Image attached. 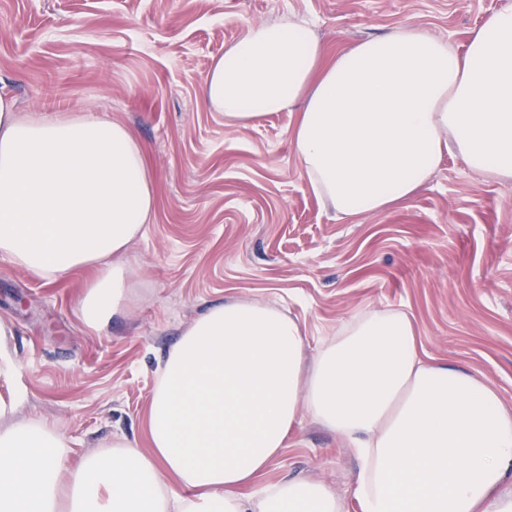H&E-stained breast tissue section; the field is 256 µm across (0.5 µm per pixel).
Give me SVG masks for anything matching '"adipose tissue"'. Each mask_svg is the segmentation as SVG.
I'll use <instances>...</instances> for the list:
<instances>
[{
	"mask_svg": "<svg viewBox=\"0 0 512 512\" xmlns=\"http://www.w3.org/2000/svg\"><path fill=\"white\" fill-rule=\"evenodd\" d=\"M301 22L249 26L213 64L208 107L247 124L298 110L292 144L315 195L355 218L412 197L444 156L512 180V7L465 49L404 24L325 61ZM155 210L143 149L91 114L17 112L0 89V255L51 284L89 268L81 319L125 315L123 257ZM0 396V512H512V409L486 381L427 360L401 310L367 312L309 347L258 298L210 307L160 357L147 446L122 438L69 464L55 427ZM357 458L348 493L261 479L301 415Z\"/></svg>",
	"mask_w": 512,
	"mask_h": 512,
	"instance_id": "adipose-tissue-1",
	"label": "adipose tissue"
}]
</instances>
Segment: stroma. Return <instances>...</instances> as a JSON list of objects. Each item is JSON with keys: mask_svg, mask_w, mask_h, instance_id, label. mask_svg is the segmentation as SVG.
Wrapping results in <instances>:
<instances>
[{"mask_svg": "<svg viewBox=\"0 0 512 512\" xmlns=\"http://www.w3.org/2000/svg\"><path fill=\"white\" fill-rule=\"evenodd\" d=\"M512 0H0V87L21 112L90 113L129 127L151 170L155 212L129 247L140 276L126 316L79 315L78 270L48 285L0 256V320L21 366L17 419L44 418L71 458L145 441L160 356L211 306L257 297L308 345L355 315L401 309L425 357L488 381L512 408V181L444 157L413 197L339 218L302 177L296 113L247 127L207 108L214 59L248 26L311 23L328 57L413 23L464 48ZM355 458L302 417L262 478L313 477L347 492Z\"/></svg>", "mask_w": 512, "mask_h": 512, "instance_id": "35a3bbf8", "label": "stroma"}]
</instances>
